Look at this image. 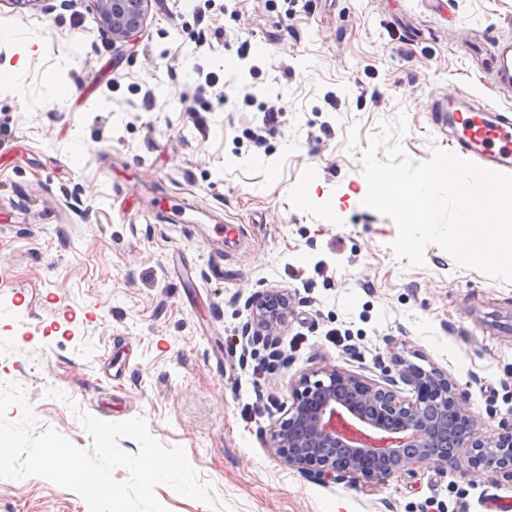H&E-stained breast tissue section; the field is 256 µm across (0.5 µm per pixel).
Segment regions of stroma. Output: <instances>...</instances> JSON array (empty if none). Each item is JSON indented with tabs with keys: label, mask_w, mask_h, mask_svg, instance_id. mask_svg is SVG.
<instances>
[{
	"label": "stroma",
	"mask_w": 512,
	"mask_h": 512,
	"mask_svg": "<svg viewBox=\"0 0 512 512\" xmlns=\"http://www.w3.org/2000/svg\"><path fill=\"white\" fill-rule=\"evenodd\" d=\"M303 3L151 0L130 43L106 38L92 0L0 5V383L23 386L35 433L84 449L70 402L109 422L142 417L232 512H494L512 483L471 467L468 449L461 467L370 489L299 473L270 429L300 375L378 380L398 359L443 371L480 434L512 416V283L436 246L406 268L394 222L360 198L382 122L406 114L398 141L423 162L448 146L437 95L465 87L512 107L471 43L512 34V0ZM268 104L278 127L262 123ZM179 203L198 223L168 222ZM214 224L244 233L220 258L204 241ZM265 290L292 298L279 360L244 335L246 303ZM0 512L88 509L26 476L0 480Z\"/></svg>",
	"instance_id": "1"
}]
</instances>
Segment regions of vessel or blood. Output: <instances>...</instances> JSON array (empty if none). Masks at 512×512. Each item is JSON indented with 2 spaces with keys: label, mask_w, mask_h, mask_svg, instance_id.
<instances>
[{
  "label": "vessel or blood",
  "mask_w": 512,
  "mask_h": 512,
  "mask_svg": "<svg viewBox=\"0 0 512 512\" xmlns=\"http://www.w3.org/2000/svg\"><path fill=\"white\" fill-rule=\"evenodd\" d=\"M487 75L499 93L512 95V37L490 43ZM435 127L454 153L488 169L512 174V111L480 106L463 89L449 92L435 106Z\"/></svg>",
  "instance_id": "b4317fda"
}]
</instances>
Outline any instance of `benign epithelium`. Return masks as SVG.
Listing matches in <instances>:
<instances>
[{
  "label": "benign epithelium",
  "instance_id": "1",
  "mask_svg": "<svg viewBox=\"0 0 512 512\" xmlns=\"http://www.w3.org/2000/svg\"><path fill=\"white\" fill-rule=\"evenodd\" d=\"M103 33L128 41L144 26L150 0H93ZM251 341L273 347L285 326L291 298L282 291L253 295ZM397 377L369 380L342 368L302 374L292 386L288 418L272 426L275 454L322 478L372 486L415 467L468 463L487 476L512 480V421L492 436L478 434L477 419L445 373L396 362ZM412 396L396 390L397 381Z\"/></svg>",
  "mask_w": 512,
  "mask_h": 512
}]
</instances>
